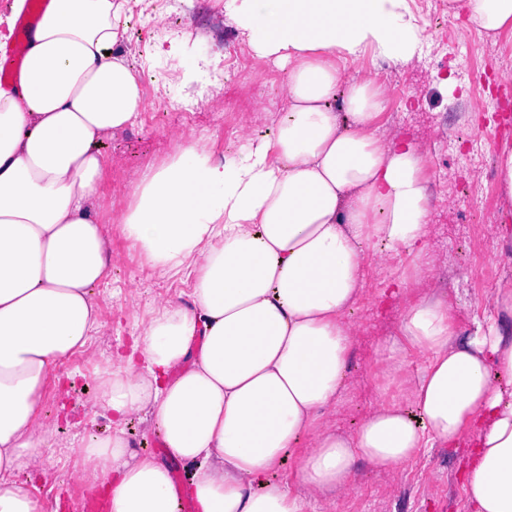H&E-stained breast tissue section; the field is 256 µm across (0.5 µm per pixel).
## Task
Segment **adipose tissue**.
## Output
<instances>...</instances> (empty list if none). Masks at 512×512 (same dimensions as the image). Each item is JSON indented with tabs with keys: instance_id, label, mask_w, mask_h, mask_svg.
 <instances>
[{
	"instance_id": "ef3b65f1",
	"label": "adipose tissue",
	"mask_w": 512,
	"mask_h": 512,
	"mask_svg": "<svg viewBox=\"0 0 512 512\" xmlns=\"http://www.w3.org/2000/svg\"><path fill=\"white\" fill-rule=\"evenodd\" d=\"M127 4L49 0L18 88L0 87V512H36L15 475L44 463L42 389L101 328L93 289L108 249L89 207L100 145L143 106L120 52ZM448 10L490 39L512 26V0ZM224 14L256 58L286 70L287 108L273 138L220 159L189 143L140 174L118 229L152 269L194 283L189 304L159 301L129 352L97 363L112 430L74 446L82 480L108 484L109 512H180L176 461L197 512H315L347 493L358 462L392 470L470 437L468 512H512V282L471 333L447 294L407 298L431 270L425 154L379 136L386 91L349 70L367 53L409 63L423 26L407 0H224ZM379 243L409 260L385 282L407 298L382 369L394 392L342 433L324 417L346 389L348 315ZM134 417L169 459L138 455L125 431ZM298 449L293 488L273 473Z\"/></svg>"
}]
</instances>
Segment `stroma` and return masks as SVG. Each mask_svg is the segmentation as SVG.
I'll return each mask as SVG.
<instances>
[{
	"label": "stroma",
	"mask_w": 512,
	"mask_h": 512,
	"mask_svg": "<svg viewBox=\"0 0 512 512\" xmlns=\"http://www.w3.org/2000/svg\"><path fill=\"white\" fill-rule=\"evenodd\" d=\"M202 17L189 19L178 35L157 43L127 29L122 51L134 71L143 76L140 88L145 110L135 126L117 133L100 147L107 164L102 172L99 197L94 205L98 221L117 222L131 202V190L140 172L158 166L189 142L199 143L213 158L236 150V140L225 139L217 118L225 98L235 103L234 126L253 137H270L276 118L285 109L284 72L265 66L266 80L274 92L265 104L244 85L217 83L210 64L241 48L242 38L232 23L223 31H202ZM467 18L449 17L447 24H427L418 53L408 64L388 66L395 83L387 89L386 107L378 119L379 134H397L416 143L426 154L425 174L433 197L427 227L428 255L433 278L416 285L422 294L434 288L447 292L455 323L469 330L473 320L492 312L491 295L501 280L512 278V253H501L499 228L508 217L501 202L461 210L459 200L484 196L498 186L494 154L504 135L489 138L479 131L470 102L481 99L480 85L467 75L472 65L494 75L512 73V54L502 55L501 45L512 43V28L497 40L471 33L472 57L439 52L441 43L456 40ZM450 85H443V78ZM194 104L190 121L169 118L152 110L157 96ZM108 250L111 261L106 276L94 288L103 328L94 336L89 352H75L56 363L42 390L39 416L53 426L43 451V470L17 472L36 502L37 512H52L51 504L63 487L78 489L88 497L82 481L84 460L63 454L71 441L106 434L108 415L95 405L97 382L94 360L125 350L150 317L154 300L189 301L191 283L156 275L138 249L120 233H112ZM469 278H461V271ZM396 267L371 265L366 293L352 321L356 336L348 360L346 390L342 401L328 414L334 428L352 432L382 397L381 352L397 334L400 301L383 294V282L394 277ZM471 447L426 448L406 467L381 471L358 463L349 493L334 503L321 502L316 512H467L460 479Z\"/></svg>",
	"instance_id": "obj_1"
}]
</instances>
